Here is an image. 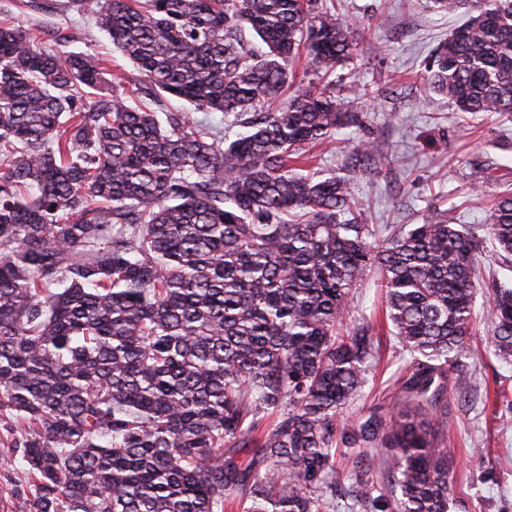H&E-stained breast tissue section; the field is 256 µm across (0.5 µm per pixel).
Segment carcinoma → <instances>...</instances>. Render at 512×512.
Instances as JSON below:
<instances>
[{
	"label": "carcinoma",
	"mask_w": 512,
	"mask_h": 512,
	"mask_svg": "<svg viewBox=\"0 0 512 512\" xmlns=\"http://www.w3.org/2000/svg\"><path fill=\"white\" fill-rule=\"evenodd\" d=\"M97 23L156 109L133 107L85 52L0 22V416L33 512H332L337 455L369 460L365 512H450L435 431L448 368L476 332L512 361V287L479 283L485 239L512 271V194L490 222L380 239L350 179L297 172L296 149L362 125L342 72L360 29L334 0H98ZM472 15L430 55L459 112L512 113V0H425ZM306 52L312 71L289 64ZM170 97L243 132L190 122ZM388 154L362 141V176ZM378 269L411 375L385 419L339 417L366 383L374 327L345 322ZM251 448L245 463L224 445Z\"/></svg>",
	"instance_id": "carcinoma-1"
}]
</instances>
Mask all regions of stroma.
Here are the masks:
<instances>
[{
  "label": "stroma",
  "mask_w": 512,
  "mask_h": 512,
  "mask_svg": "<svg viewBox=\"0 0 512 512\" xmlns=\"http://www.w3.org/2000/svg\"><path fill=\"white\" fill-rule=\"evenodd\" d=\"M96 5L81 9L68 0H0V20L35 25L51 46L60 33L65 51L96 54L111 73L122 75L132 104L146 106L136 89L137 72L117 53L96 23ZM341 16L359 22L365 37L350 67L370 92L358 101L362 127L336 132L329 147L313 148L324 172L342 173L347 156L363 140H384L390 154L370 177L353 175L351 187L364 204V221L418 224L430 206L447 208L460 224L487 223L504 190L512 191V114L471 117L447 101L429 96L425 66L431 51L463 21L459 15L429 12L421 0H340ZM376 271L360 280L349 302L348 322L381 316L384 296ZM464 363L468 387L449 371L437 432L448 448L453 470L455 512H512V364L504 363L483 340L478 322ZM380 358L341 419L354 425L368 408L386 415L397 405L394 381L405 375L410 356L389 330L375 339ZM13 422L0 419V512H30L35 490L9 448Z\"/></svg>",
  "instance_id": "obj_1"
}]
</instances>
